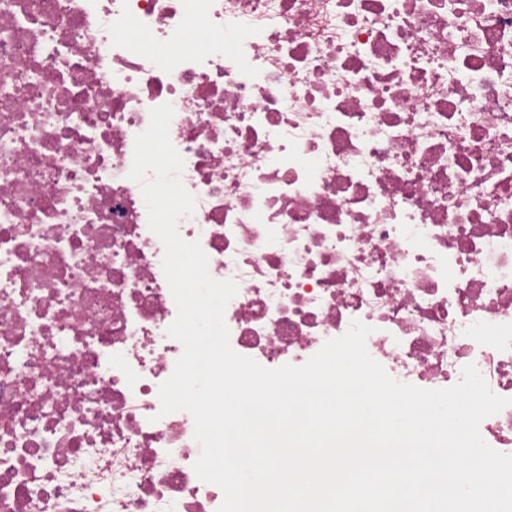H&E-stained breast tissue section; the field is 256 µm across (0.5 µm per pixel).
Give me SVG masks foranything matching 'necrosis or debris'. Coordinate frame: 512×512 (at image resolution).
I'll list each match as a JSON object with an SVG mask.
<instances>
[{
  "mask_svg": "<svg viewBox=\"0 0 512 512\" xmlns=\"http://www.w3.org/2000/svg\"><path fill=\"white\" fill-rule=\"evenodd\" d=\"M166 103L232 348L299 366L360 321L400 382L475 365L512 454V0H0V512L223 502L159 413L183 347L128 173Z\"/></svg>",
  "mask_w": 512,
  "mask_h": 512,
  "instance_id": "necrosis-or-debris-1",
  "label": "necrosis or debris"
}]
</instances>
